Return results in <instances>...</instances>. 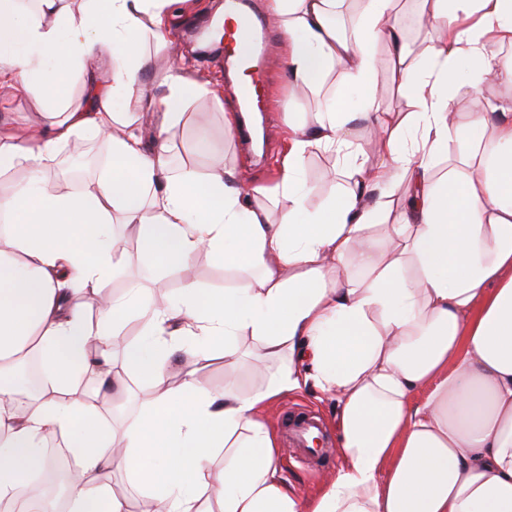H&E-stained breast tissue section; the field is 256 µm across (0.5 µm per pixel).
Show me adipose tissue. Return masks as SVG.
<instances>
[{
	"label": "adipose tissue",
	"mask_w": 512,
	"mask_h": 512,
	"mask_svg": "<svg viewBox=\"0 0 512 512\" xmlns=\"http://www.w3.org/2000/svg\"><path fill=\"white\" fill-rule=\"evenodd\" d=\"M177 0H0V90L27 92L46 74L56 91L34 134L0 135V177L23 169L36 193L0 189V512H30L29 476L49 468L46 437L69 438L77 472L68 512H127L107 475L120 469L154 512H512V113L458 108L475 81L512 87V0H421L434 33L415 48L398 0H270L285 37L290 87L314 91L335 73L338 93L288 125L270 212L234 168L171 173L165 133L193 97H217L187 65L168 67L146 95L142 34L160 36ZM352 15L349 34L332 16ZM130 57L104 55L105 44ZM387 47L389 84L406 110L384 106L375 80ZM82 79L84 98L65 86ZM129 102L127 111L114 109ZM163 138L146 148L142 118ZM372 129L367 154L357 136ZM101 135L108 163L87 188L47 186L59 152ZM335 153L348 186L314 212L300 179L317 152ZM404 186L401 207L393 190ZM122 213L141 248L129 253L103 226ZM208 250L249 279L217 295L185 282L156 305L145 289L109 290L110 273L150 256L171 269ZM97 304L89 320L86 301ZM143 340L129 369L152 382L145 414L113 434L96 397L70 394L75 367L113 373L108 336L130 315ZM258 345L255 368H278L255 392L211 390L200 368L216 348L238 365V338ZM195 360L178 385L165 366ZM38 358L52 393L24 400L17 368ZM313 386L335 396V477L310 501L284 486L263 409ZM423 400H416L417 392ZM121 448H114V439ZM236 449L223 470L218 448Z\"/></svg>",
	"instance_id": "obj_1"
}]
</instances>
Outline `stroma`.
<instances>
[{
	"mask_svg": "<svg viewBox=\"0 0 512 512\" xmlns=\"http://www.w3.org/2000/svg\"><path fill=\"white\" fill-rule=\"evenodd\" d=\"M217 9L215 0H183L180 15L172 23L167 41H159L151 36H143L136 47L139 56L147 59L142 79L151 92H158L159 77L174 64L180 53L178 42L182 26L197 20L210 19ZM259 67L264 74L261 89L262 107L265 111V152H277L283 142L286 117L303 121L310 111L317 108L323 99L334 93L332 80L321 81L315 93L288 100V72L283 55L280 37H273L264 47ZM236 99L231 93H224L221 100L197 97L187 101L184 107V122L169 134L171 147V169L179 171L183 166L195 167L199 173H207L212 156L220 154L224 164L236 168L240 178L257 187H273L276 174L267 162H255L252 154L239 151L236 135L224 126V112ZM44 99L39 94L13 95L0 98V130L23 132L26 125L41 123ZM82 156H74L69 150H62L50 173L67 189H75L78 182H91L103 162L108 144L105 138L86 139ZM339 163L330 153L317 152L304 162L302 181L310 207L324 206L346 186L343 176L338 175ZM248 273L244 270L226 269L222 260L213 253L200 252L183 269L173 270L152 259H144L133 267L118 268L111 277L112 292H123L130 282H138L142 287L154 288L163 284L164 293L158 296V303H165L167 297L179 292L184 282L193 281L200 287L220 293L224 289L237 286ZM202 374L210 389L223 388L224 384L236 385L241 392L250 393L259 389L266 381L265 373L241 366L237 371H229L223 353L211 358ZM124 386L112 401V425L120 427L122 422L133 419L149 405L155 395V388L141 379L133 371L123 374ZM310 410L317 413L326 426L325 442L328 456L322 461L304 465L296 463L288 447L283 426L289 412ZM263 422L277 434L279 456L282 460L281 472L289 487L302 500L312 498L333 476L339 464L334 451L336 446V399L311 390L292 393L265 408L261 414Z\"/></svg>",
	"mask_w": 512,
	"mask_h": 512,
	"instance_id": "stroma-1",
	"label": "stroma"
}]
</instances>
